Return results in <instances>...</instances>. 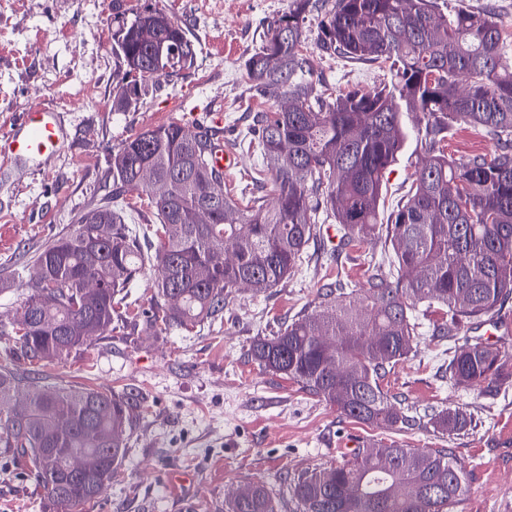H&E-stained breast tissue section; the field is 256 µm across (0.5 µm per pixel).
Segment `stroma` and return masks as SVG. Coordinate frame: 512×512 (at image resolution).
<instances>
[{
    "mask_svg": "<svg viewBox=\"0 0 512 512\" xmlns=\"http://www.w3.org/2000/svg\"><path fill=\"white\" fill-rule=\"evenodd\" d=\"M291 0H0V136L21 113L52 106L66 114L67 147L51 162L19 166L0 176V368L11 367L7 332L31 293L32 257L112 190V156L145 129L177 122L220 125L242 165L224 177L240 192L260 164L246 139L256 113L275 101L251 96L245 60L264 42L267 24ZM167 10L185 24L197 48L177 81H160L139 105L122 112L112 51V9ZM320 11L308 14L304 52L315 75L332 90L370 89L387 79L377 66L349 63L317 46ZM495 141L482 128L457 123L448 131L455 157H493ZM427 157L409 137L386 173L383 207L392 210ZM390 255L370 237L343 251L337 263L311 257L288 279L263 293L240 290L216 319L189 331L159 334L139 320L157 291L145 265L112 314V331L32 373L29 390L90 386L137 396L136 422L125 435L126 455L98 498L82 512H183L168 476L184 473L194 512H226L234 490L264 482L280 512H300L291 487L297 476L349 459L346 439L406 448L450 449L465 466V491L452 512H512V381L495 398L450 387L448 342L423 335L414 353L383 384L417 414L462 409L473 422L454 435L431 427L378 428L342 417L335 406L286 376L265 370L248 350L314 310L328 284L365 287L373 270L389 274ZM0 512H53L31 482L0 471Z\"/></svg>",
    "mask_w": 512,
    "mask_h": 512,
    "instance_id": "35a3bbf8",
    "label": "stroma"
}]
</instances>
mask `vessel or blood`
Here are the masks:
<instances>
[{
    "mask_svg": "<svg viewBox=\"0 0 512 512\" xmlns=\"http://www.w3.org/2000/svg\"><path fill=\"white\" fill-rule=\"evenodd\" d=\"M66 139L64 116L56 108L48 106L23 113L9 134L0 137V166L11 168L30 161H48L63 151ZM211 162L224 173L239 165L237 153L225 148L218 134L213 137Z\"/></svg>",
    "mask_w": 512,
    "mask_h": 512,
    "instance_id": "1",
    "label": "vessel or blood"
}]
</instances>
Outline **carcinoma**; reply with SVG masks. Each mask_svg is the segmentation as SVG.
Wrapping results in <instances>:
<instances>
[{
  "label": "carcinoma",
  "mask_w": 512,
  "mask_h": 512,
  "mask_svg": "<svg viewBox=\"0 0 512 512\" xmlns=\"http://www.w3.org/2000/svg\"><path fill=\"white\" fill-rule=\"evenodd\" d=\"M312 0H292L268 25V37L245 60L251 90L261 99L288 97L292 107L259 113L251 127L262 159L258 174L272 175L273 197L211 191L224 177L210 166V138L202 127L180 123L144 130L112 156V197L34 259L43 281L21 310L29 324L12 328L14 368L0 370V404L25 390L21 366H39L84 345L68 335L112 330L114 303L128 294L153 262L158 295L147 321L164 332L187 330L217 318L242 288L277 287L308 259L321 225L343 230L329 261L368 235L392 250L396 272L373 273L362 297L343 286L322 294L316 309L278 335L257 339L250 355L286 375L356 422L396 426L416 418L391 401L381 385L388 367L408 357L421 333L419 304L438 305L448 319L432 335L448 339V383L492 396L509 379L500 348L468 335L512 297V61L503 52L489 10L464 6L445 13L437 0H322L318 48L345 61L386 66L389 82L336 94L316 90L302 53L305 14ZM113 50L117 76L142 97L160 78L171 81L193 65L196 48L179 23L160 9L116 14ZM145 27L153 38L143 37ZM419 112L416 135L428 158L406 198L380 216L386 171L410 135L404 114ZM463 122L496 137L492 158H453L445 151L448 126ZM161 182L167 190L153 193ZM147 198L157 224L125 222L134 206L126 193ZM157 240L154 254L140 237ZM232 252L233 261H224ZM87 280L88 297L58 306ZM138 398L93 388L60 387L29 396L23 415L0 417V452L22 462L57 512H79L98 496L101 478L70 477L61 463L95 455L107 482L125 456L123 436ZM441 433L467 428L469 416L445 409L430 417ZM465 490L462 463L451 451L358 448L346 462L300 475L294 495L302 512H447ZM228 512H279L278 501L257 483Z\"/></svg>",
  "instance_id": "carcinoma-1"
}]
</instances>
